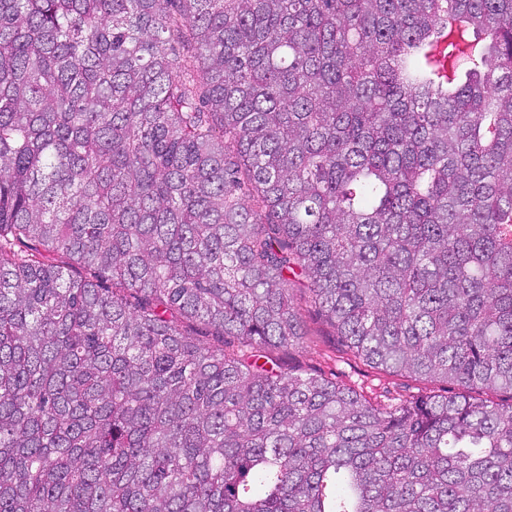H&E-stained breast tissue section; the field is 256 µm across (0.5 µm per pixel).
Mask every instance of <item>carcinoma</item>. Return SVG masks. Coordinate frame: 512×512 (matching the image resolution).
I'll use <instances>...</instances> for the list:
<instances>
[{
	"instance_id": "obj_1",
	"label": "carcinoma",
	"mask_w": 512,
	"mask_h": 512,
	"mask_svg": "<svg viewBox=\"0 0 512 512\" xmlns=\"http://www.w3.org/2000/svg\"><path fill=\"white\" fill-rule=\"evenodd\" d=\"M296 292L457 392L291 365ZM483 388L512 0H0V512H512Z\"/></svg>"
}]
</instances>
